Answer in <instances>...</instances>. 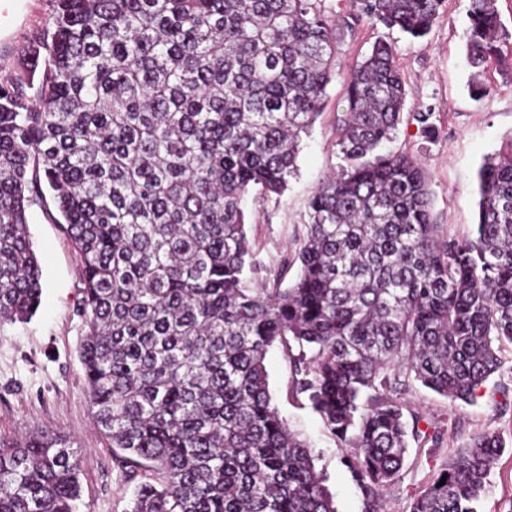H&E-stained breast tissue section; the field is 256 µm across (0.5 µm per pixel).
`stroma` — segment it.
Listing matches in <instances>:
<instances>
[{
  "mask_svg": "<svg viewBox=\"0 0 512 512\" xmlns=\"http://www.w3.org/2000/svg\"><path fill=\"white\" fill-rule=\"evenodd\" d=\"M324 13L337 20L336 58L359 60L375 41L391 44L406 88L402 122L389 148L415 156L428 176L435 223L454 237L472 234L478 219L477 171L484 158L512 139V80L497 66L476 76L465 60L468 0H444L430 33L422 39L356 19L350 0H324ZM51 14L50 0H16L0 20V80L22 69L29 48ZM490 86L488 97L472 95L471 79ZM345 86L334 80L322 114L301 142L297 170L283 196L251 191L244 203L254 262L266 277L292 257L305 234L307 204L325 175L339 163L336 121L344 109ZM432 113L434 131L421 134L412 116ZM52 198L27 211L33 248L42 268L43 294L37 313L25 323L0 327V438L39 431L66 437L82 457L81 499L77 512H125L133 486L113 461L110 445L92 418L88 386L78 356L83 334L80 316V262L56 218ZM502 367L480 389L474 402L452 401L413 383L396 395L405 420L420 431H439L435 452L409 439L397 480L383 493L381 512H408L415 493L425 488L441 464L466 446L471 435L499 434L505 451L494 466L478 512H506L512 504V345L501 347ZM275 405L309 445L316 467L338 512H364L360 491L341 459L346 450L321 418L292 394V371L281 348L266 357Z\"/></svg>",
  "mask_w": 512,
  "mask_h": 512,
  "instance_id": "obj_1",
  "label": "stroma"
}]
</instances>
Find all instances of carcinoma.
<instances>
[{
	"instance_id": "carcinoma-1",
	"label": "carcinoma",
	"mask_w": 512,
	"mask_h": 512,
	"mask_svg": "<svg viewBox=\"0 0 512 512\" xmlns=\"http://www.w3.org/2000/svg\"><path fill=\"white\" fill-rule=\"evenodd\" d=\"M51 3L32 61L0 83V324L40 305L26 212L46 186L81 266L93 421L136 481L126 512H336L272 402L277 346L378 512L408 434L421 436L391 394L419 382L471 402L512 344V138L478 170L473 235L452 237L432 221L417 160L379 153L406 99L392 46L339 66L322 0ZM442 3L351 8L422 38ZM467 16L469 66L496 62L512 79L497 0H469ZM338 77L342 164L267 283L244 199L285 192ZM504 449L497 434L472 437L409 512H476ZM80 470L60 435L0 439V512H75Z\"/></svg>"
}]
</instances>
